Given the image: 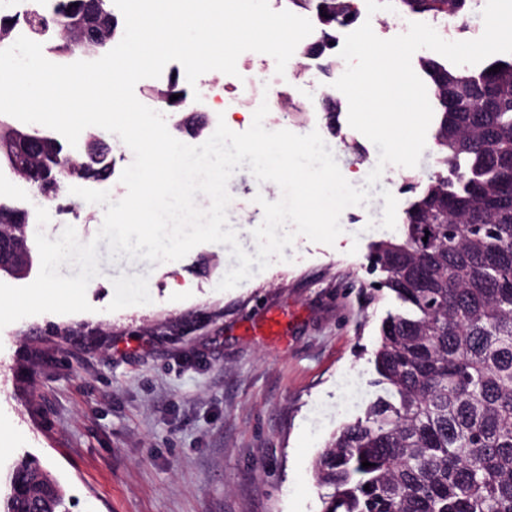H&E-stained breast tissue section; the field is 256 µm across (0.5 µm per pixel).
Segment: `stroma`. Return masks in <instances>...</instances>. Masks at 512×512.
Instances as JSON below:
<instances>
[{"mask_svg":"<svg viewBox=\"0 0 512 512\" xmlns=\"http://www.w3.org/2000/svg\"><path fill=\"white\" fill-rule=\"evenodd\" d=\"M344 65L336 53L327 62L290 59L283 104L269 92L276 65L268 63L255 76L256 98L229 114L219 102L223 73L207 72L197 96L165 109L167 129L198 145L221 119L248 130L264 102L266 129L318 131L344 177L364 186L376 146L350 127L345 96L337 121L323 109ZM89 132L113 159L111 176L93 187L122 199L133 153L102 128ZM437 157L427 138L416 167L381 178L367 204L342 212L334 245L297 236L284 260L227 291L217 285L239 265L230 245H198L173 266L114 260L97 241L90 311L0 329V446L14 426L31 435L27 447L0 455V496L13 464L29 455L61 483L70 512H322L312 462L372 397L380 321L397 305L390 290L373 287L382 275L369 270L370 246L398 235ZM228 192V224L256 254L264 212L255 198L275 201L281 191L244 167ZM0 203L47 209L52 240L71 225L81 242L96 241L104 218L102 206L67 191L49 201L30 188Z\"/></svg>","mask_w":512,"mask_h":512,"instance_id":"stroma-1","label":"stroma"}]
</instances>
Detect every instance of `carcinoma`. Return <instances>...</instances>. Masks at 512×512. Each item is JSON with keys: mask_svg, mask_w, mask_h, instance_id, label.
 <instances>
[{"mask_svg": "<svg viewBox=\"0 0 512 512\" xmlns=\"http://www.w3.org/2000/svg\"><path fill=\"white\" fill-rule=\"evenodd\" d=\"M289 3L328 26L349 9V0ZM466 3L398 0L407 14L433 17ZM87 8L55 0L52 15ZM422 66L443 169L401 233L373 245L399 307L381 320L374 351L382 394L313 462L323 512H512V60L478 71ZM7 483L26 496L7 493L0 512H69L59 482L31 459Z\"/></svg>", "mask_w": 512, "mask_h": 512, "instance_id": "obj_1", "label": "carcinoma"}]
</instances>
